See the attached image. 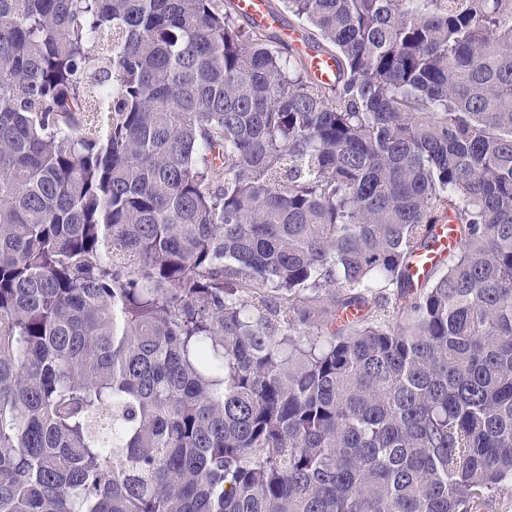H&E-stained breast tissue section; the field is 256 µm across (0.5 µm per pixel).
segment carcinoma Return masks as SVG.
Instances as JSON below:
<instances>
[{
  "mask_svg": "<svg viewBox=\"0 0 512 512\" xmlns=\"http://www.w3.org/2000/svg\"><path fill=\"white\" fill-rule=\"evenodd\" d=\"M282 2L0 0V512L512 482V0ZM237 4L239 10L242 13L251 16L260 23L277 25V20L273 16L275 15L279 19V25L278 27L268 26L270 27V29L268 30V34L279 37L282 44L281 47L284 48V51H290L291 53H293L294 51L296 52L297 50L290 44H287L286 42L282 41L283 39L281 36V29L283 27L294 28L297 31V33H299L301 37L306 41L307 45L310 46V49L314 51V36L312 34L313 31H311L310 28L303 26L295 16L289 13L288 10L285 9L282 0H267L268 10L273 15L268 12L265 0H239ZM246 15L242 16L241 14H238L239 22L244 25L252 24L253 20H251V18ZM297 33L294 31L285 30L283 32V35L286 39H290L293 42H295L298 48L304 50L303 42L299 34ZM306 60L310 64L312 75L322 82H331L336 78V68L333 60L327 56L307 54Z\"/></svg>",
  "mask_w": 512,
  "mask_h": 512,
  "instance_id": "carcinoma-1",
  "label": "carcinoma"
}]
</instances>
